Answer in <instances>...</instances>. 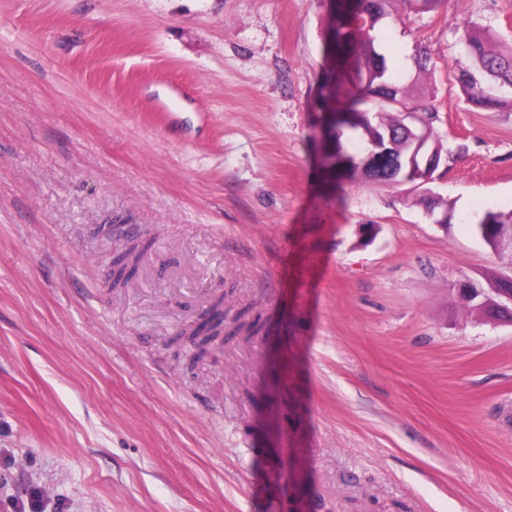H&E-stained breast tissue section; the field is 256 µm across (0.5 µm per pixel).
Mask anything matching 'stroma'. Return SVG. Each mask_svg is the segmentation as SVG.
<instances>
[{
    "mask_svg": "<svg viewBox=\"0 0 512 512\" xmlns=\"http://www.w3.org/2000/svg\"><path fill=\"white\" fill-rule=\"evenodd\" d=\"M468 19L510 36L512 0L376 32L443 225L326 172V0H0V512H512V325L458 294L512 275L471 231L512 209V97L451 87ZM220 298L265 328L197 354ZM429 142L430 139L426 136L418 138L413 151L401 161V165L407 173L425 172L435 166L437 156L429 146ZM149 246V241H140V243H134L113 258L114 270L113 281L111 280L112 288L121 287L127 282L128 274H126V271L128 269L131 271L137 266L140 254L148 249Z\"/></svg>",
    "mask_w": 512,
    "mask_h": 512,
    "instance_id": "obj_1",
    "label": "stroma"
}]
</instances>
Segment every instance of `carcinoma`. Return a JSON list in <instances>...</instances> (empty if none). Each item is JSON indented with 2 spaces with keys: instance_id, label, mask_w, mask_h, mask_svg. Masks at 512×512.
I'll use <instances>...</instances> for the list:
<instances>
[{
  "instance_id": "carcinoma-1",
  "label": "carcinoma",
  "mask_w": 512,
  "mask_h": 512,
  "mask_svg": "<svg viewBox=\"0 0 512 512\" xmlns=\"http://www.w3.org/2000/svg\"><path fill=\"white\" fill-rule=\"evenodd\" d=\"M328 33L334 35L336 67L326 69L321 89L326 138L322 151L331 176L340 183L367 179L382 184L404 182L403 173L384 178L373 162V143L379 132L389 135L388 155H405L418 132H428L440 154L447 153L444 141L434 134L437 111L410 101L407 87L397 81L386 58L375 48L377 24L388 17L392 0H334ZM489 30L477 21H466L459 29L458 43L470 55L481 77L466 72L455 78L467 104L494 108L502 104L499 93L512 90V49L503 54L493 50ZM512 249V209L488 210L473 225ZM150 242L135 243L113 258V281L118 288L127 282L126 271L137 266Z\"/></svg>"
}]
</instances>
